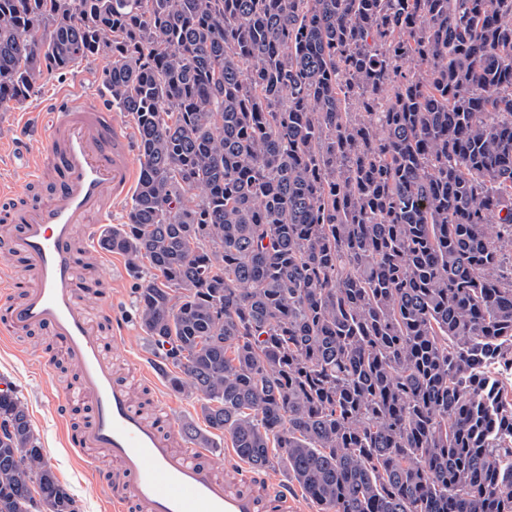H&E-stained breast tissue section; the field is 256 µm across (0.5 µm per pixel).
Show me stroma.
<instances>
[{
  "mask_svg": "<svg viewBox=\"0 0 512 512\" xmlns=\"http://www.w3.org/2000/svg\"><path fill=\"white\" fill-rule=\"evenodd\" d=\"M105 67L103 60L92 59L71 71L43 75L34 95L19 109L0 110V141L21 143L27 152L38 150L36 134L20 130L16 113L20 110L47 113L50 102L63 88H77L97 95L102 101H109L103 82ZM95 277L104 285L118 277L123 280L122 285L115 287L114 294L115 306L126 321L127 331L112 341L108 353L117 375L126 379L131 375V359L146 362L154 355L137 315L140 283L128 277L125 266L110 263L96 267ZM77 372V366L68 362L46 333L28 332L16 336L11 344L0 346V379L10 382L25 403L33 429L56 477L74 496L80 512H105L100 488L102 482L115 479L110 461L101 456L91 466L80 463L72 451L64 447L56 411L47 398L48 391L64 393L75 388Z\"/></svg>",
  "mask_w": 512,
  "mask_h": 512,
  "instance_id": "stroma-1",
  "label": "stroma"
}]
</instances>
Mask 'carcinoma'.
I'll list each match as a JSON object with an SVG mask.
<instances>
[{"mask_svg": "<svg viewBox=\"0 0 512 512\" xmlns=\"http://www.w3.org/2000/svg\"><path fill=\"white\" fill-rule=\"evenodd\" d=\"M90 58L174 391L320 512H512V0H0V109ZM0 512H79L10 385Z\"/></svg>", "mask_w": 512, "mask_h": 512, "instance_id": "cac0c4a2", "label": "carcinoma"}]
</instances>
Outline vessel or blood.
I'll return each instance as SVG.
<instances>
[{"instance_id":"vessel-or-blood-1","label":"vessel or blood","mask_w":512,"mask_h":512,"mask_svg":"<svg viewBox=\"0 0 512 512\" xmlns=\"http://www.w3.org/2000/svg\"><path fill=\"white\" fill-rule=\"evenodd\" d=\"M49 111L38 129L40 148L24 163L30 185L45 186V194L20 202L10 182L0 180V344L43 330L78 364L79 396L94 420L84 430L64 429V445L89 461L100 452L111 458L123 487L103 488L111 512H304L299 494L247 462H240V484L232 488L213 474L208 449L175 450L166 435L171 394H158L150 419L117 377L107 346L125 334L123 319L111 291H102L108 325L100 327L79 302L89 283L77 272L79 260L98 266L110 256L79 241L77 229L108 223L113 206L135 189L130 137L115 113L86 94L59 93ZM13 257L24 274L10 272Z\"/></svg>"}]
</instances>
